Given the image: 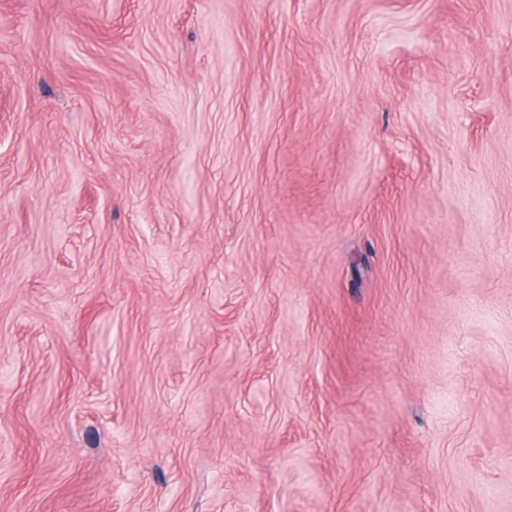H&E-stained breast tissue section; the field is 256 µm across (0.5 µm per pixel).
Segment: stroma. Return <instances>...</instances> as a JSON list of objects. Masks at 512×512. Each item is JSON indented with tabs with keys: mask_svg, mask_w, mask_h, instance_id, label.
I'll use <instances>...</instances> for the list:
<instances>
[{
	"mask_svg": "<svg viewBox=\"0 0 512 512\" xmlns=\"http://www.w3.org/2000/svg\"><path fill=\"white\" fill-rule=\"evenodd\" d=\"M0 512H512V0H0Z\"/></svg>",
	"mask_w": 512,
	"mask_h": 512,
	"instance_id": "35a3bbf8",
	"label": "stroma"
}]
</instances>
